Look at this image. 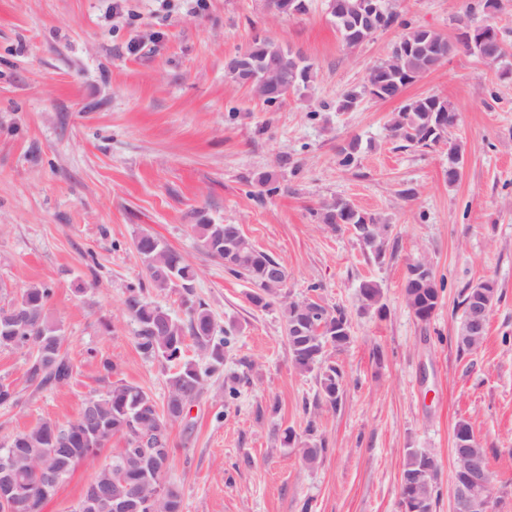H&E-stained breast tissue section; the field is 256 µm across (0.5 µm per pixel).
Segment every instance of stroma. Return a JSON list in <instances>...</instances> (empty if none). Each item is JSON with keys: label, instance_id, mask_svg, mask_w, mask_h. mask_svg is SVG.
Segmentation results:
<instances>
[{"label": "stroma", "instance_id": "1", "mask_svg": "<svg viewBox=\"0 0 512 512\" xmlns=\"http://www.w3.org/2000/svg\"><path fill=\"white\" fill-rule=\"evenodd\" d=\"M476 2L394 0L412 26L454 49L397 98L363 92L341 112L342 94L362 89L402 28L349 51L325 0L283 16L261 0H128L119 19L111 0H0V305L33 284L53 288L49 313L73 365L69 384L37 391L27 355L0 349V383L20 397L0 407V443L42 419L66 422L118 379L164 402L173 367L138 351L123 307L140 286L186 316L181 288L160 292L145 277L133 241L147 233L198 268L195 299L234 336L223 371L170 430L166 477L183 512H400L411 448L434 457V512H449L462 420L487 451L494 512H512V52L489 64L459 43L469 22L512 44V0L491 15ZM258 38L313 65V80L273 107L226 70ZM430 95L458 115L445 140L418 148L391 138L393 116ZM353 137L365 148L346 170L337 152ZM453 144L463 165L452 183ZM263 171L280 194L260 195ZM337 198L388 225L384 258L315 222L314 210ZM201 220L239 225L282 263L289 298L345 311L352 340L331 354L343 373L337 405L294 369L278 309L254 307L251 284L199 249ZM417 260L444 281L425 323L404 296ZM367 279L380 283L385 314L362 309ZM483 280L497 292L488 333L463 351L460 302ZM228 377L233 399L223 395ZM307 441L325 448L312 466L302 460Z\"/></svg>", "mask_w": 512, "mask_h": 512}]
</instances>
